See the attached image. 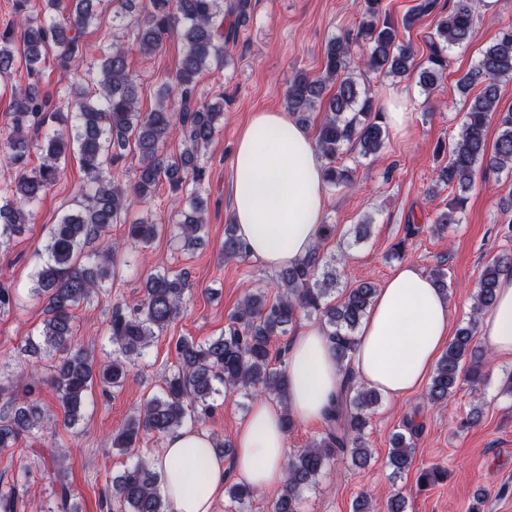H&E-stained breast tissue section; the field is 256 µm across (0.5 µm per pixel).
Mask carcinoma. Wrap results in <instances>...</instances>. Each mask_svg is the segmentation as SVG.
<instances>
[{"label": "carcinoma", "instance_id": "cac0c4a2", "mask_svg": "<svg viewBox=\"0 0 512 512\" xmlns=\"http://www.w3.org/2000/svg\"><path fill=\"white\" fill-rule=\"evenodd\" d=\"M25 2L19 0L17 27L0 32V82L10 79L19 65L25 66L29 76L39 75V65L49 54L74 78L63 89L66 112L50 109L49 98L41 94L35 81L12 90L9 133L0 140V158L12 171L9 181L0 185V247L30 223L35 207L57 182L62 160L73 149L85 179L76 206L51 225L28 293L43 301L46 313L36 336L27 341L28 351L46 349L62 357L51 374L30 375L22 398H9L8 409L0 412L1 451L48 426L41 399L43 387L52 388L65 421L75 426L94 382L122 387L130 367L180 314L189 287L188 274L151 273L139 303L132 308L112 307L108 328L112 357L98 362L88 351L72 346L74 309L112 287L115 258L123 245L113 243L92 258L84 256L85 247L113 224L128 225L127 238L134 244H147L155 237L157 227L149 216L128 221L134 203H148L164 182L177 195L193 183L195 190L185 200L188 208L176 213L173 236L186 245L203 241L208 205L200 193L206 168L199 162V152L219 131L218 121L224 112L219 102L197 99L195 88L203 74L224 69L226 46L236 41L252 0H141L143 18L136 22L127 20L123 11L115 12V26H136L135 42L142 53H157L174 34L185 47L174 77L159 86L157 106L148 112L139 107L138 84L127 67L122 44L113 40L101 46L91 60L79 48L77 36L65 34L67 29L78 33L86 29L96 19L101 0H42L35 13ZM381 2L362 0L357 32L329 40L322 73L311 76L298 71L286 89V109L296 122L305 125L313 112H325L315 140L325 184L330 188L353 182V168L339 163L344 147L356 146L362 157H374L386 137L380 108L358 84L357 74L407 76L417 70L420 87L429 94L448 67V50L469 41L473 33L476 0H455L453 8L439 16L428 55L418 66L414 49L398 39L397 26L383 12ZM438 6V0H420L403 18V27L412 26ZM356 44L365 46L359 58L353 52ZM504 79H512V24L498 30L478 63L458 80L461 93L468 97L467 108L457 138L442 147L448 162L436 183L454 184L461 194L438 212L432 224L438 233L460 223L466 202L463 193L472 186L477 170L499 173L512 166V111H498ZM474 89L477 93L473 95ZM494 115L499 133L491 144L487 131ZM173 136L182 145L176 154L164 149ZM38 146L42 161L32 167L29 159ZM129 147L138 154V167L134 182L126 186L112 173V164ZM248 256L234 225H227L224 258ZM345 257L346 248L341 246L336 257L324 260L318 242L293 266L278 271L276 298H268L260 289L250 290L229 317L222 335L204 341L179 338L175 344L177 366L164 378L162 393L128 417L114 436L113 446L124 453L143 434L165 437L181 428L191 414L207 413L214 395L221 391L246 399L263 394L286 404L287 347H279L274 355L272 346L288 335L302 315L323 322L336 361L346 365L358 344L357 331L376 288L359 282L341 289L336 265ZM508 268H512V258L495 259L483 267L470 318L438 360L427 387V402L448 403L463 380L474 391L488 383L489 360L487 352L474 342L475 328L479 316L494 304L499 278ZM22 299L18 289L0 282V313L18 306ZM380 399L374 388L348 379L336 409L326 420L324 435L288 455L286 480L271 497L269 512H302L303 493L318 487L319 478L339 454H349L358 469L369 466L372 453L365 435ZM420 429L410 417L392 437L387 465L394 476L411 468L414 438ZM54 460L56 503L49 512H77L70 505L64 456L59 453ZM445 474L441 467L430 466L420 471L418 483L430 486ZM28 479L29 473L21 471L8 489H0V512H14L18 491L27 486ZM160 480V474L143 459L126 466L112 480L113 495L122 512H170ZM225 493L227 512H249L253 487L232 480Z\"/></svg>", "mask_w": 512, "mask_h": 512}]
</instances>
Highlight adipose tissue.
<instances>
[{
    "instance_id": "obj_1",
    "label": "adipose tissue",
    "mask_w": 512,
    "mask_h": 512,
    "mask_svg": "<svg viewBox=\"0 0 512 512\" xmlns=\"http://www.w3.org/2000/svg\"><path fill=\"white\" fill-rule=\"evenodd\" d=\"M233 170V219L250 256L280 270L307 255L327 208L322 163L308 131L285 113H255L239 132ZM448 320V300L433 279L416 265H400L364 316L347 367L338 365L323 325L300 324L288 349L287 408L301 422L325 420L350 376L391 399L414 391L439 357ZM479 336L493 355H512V270L501 275ZM282 410L268 397H254L229 460L194 426L170 433L154 465L171 512H215L232 477L260 492L280 488L289 454Z\"/></svg>"
}]
</instances>
